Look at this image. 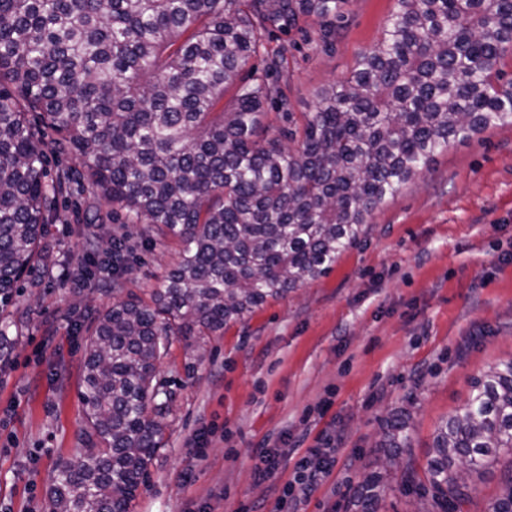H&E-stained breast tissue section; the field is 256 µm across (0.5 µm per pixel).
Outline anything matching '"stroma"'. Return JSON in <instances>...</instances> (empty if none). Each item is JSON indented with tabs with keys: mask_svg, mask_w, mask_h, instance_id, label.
<instances>
[{
	"mask_svg": "<svg viewBox=\"0 0 512 512\" xmlns=\"http://www.w3.org/2000/svg\"><path fill=\"white\" fill-rule=\"evenodd\" d=\"M395 10L396 0H349L329 48L314 19L275 33L271 48L288 49L276 75L287 104L267 105L264 134L310 116L317 91L378 46ZM49 159L72 176L49 218L58 264L52 277H23L0 305V512H50L56 469L88 431L79 390L92 312L149 300L179 249L113 219L111 206L88 208L78 157ZM367 222L326 276L224 331L173 338L158 364L171 393L164 447L133 512H271L275 489L297 476L298 449L327 434L340 438L334 466L299 510L357 512L386 414L410 411L407 457L422 468L471 378L512 357V123L451 141ZM117 236L130 246L120 270L75 286L76 258L104 254ZM200 433L201 458L190 445ZM263 445L278 453L271 483L255 477Z\"/></svg>",
	"mask_w": 512,
	"mask_h": 512,
	"instance_id": "stroma-1",
	"label": "stroma"
}]
</instances>
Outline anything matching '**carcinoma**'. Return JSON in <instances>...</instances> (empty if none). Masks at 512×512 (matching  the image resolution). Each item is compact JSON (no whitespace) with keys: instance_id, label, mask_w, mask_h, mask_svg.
I'll list each match as a JSON object with an SVG mask.
<instances>
[{"instance_id":"carcinoma-1","label":"carcinoma","mask_w":512,"mask_h":512,"mask_svg":"<svg viewBox=\"0 0 512 512\" xmlns=\"http://www.w3.org/2000/svg\"><path fill=\"white\" fill-rule=\"evenodd\" d=\"M380 45L324 88L301 127L261 134L281 87L240 73L300 20L336 29L348 0H0V298L49 272L48 218L68 173L27 114L47 119L59 153L78 156L99 197L180 245L153 305L114 303L93 317L80 399L91 429L63 462L52 512H131L161 448L170 393L157 364L173 336L217 333L332 271L366 218L455 139L512 123V0H396ZM235 90L234 107L224 95ZM406 413L383 424L386 463L408 447ZM512 458V358L474 378L435 430L424 474L433 497L467 500ZM377 474L359 496L378 512ZM489 512H512V468Z\"/></svg>"}]
</instances>
